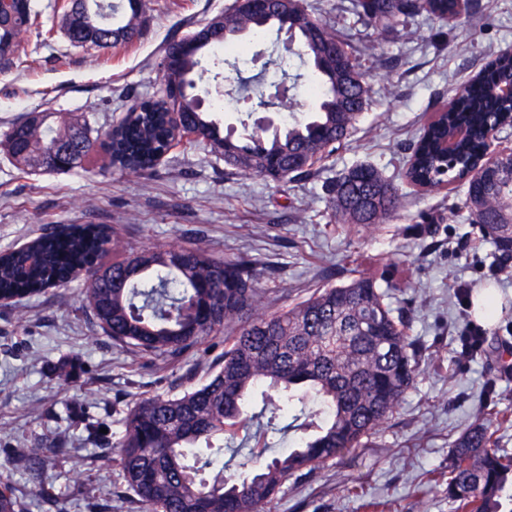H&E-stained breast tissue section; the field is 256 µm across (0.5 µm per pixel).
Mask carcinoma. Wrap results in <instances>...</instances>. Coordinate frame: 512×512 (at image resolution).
<instances>
[{
  "instance_id": "1",
  "label": "carcinoma",
  "mask_w": 512,
  "mask_h": 512,
  "mask_svg": "<svg viewBox=\"0 0 512 512\" xmlns=\"http://www.w3.org/2000/svg\"><path fill=\"white\" fill-rule=\"evenodd\" d=\"M352 11L376 30L397 28L421 12L441 19L459 16V0H351ZM142 0L104 6L100 0H71L59 10L61 28L77 46L108 49L140 34ZM271 5L261 23L237 8L214 16L196 33V52L167 62L181 41L169 42L161 62L162 98L142 100L117 124L100 132L86 112L40 113L0 134L8 160L22 171L54 172L55 149L72 147V168L82 167L100 146L121 168L141 173L169 152L171 139L187 133L191 143L240 174L273 181L310 176L349 139L371 94L360 62L336 30L313 18L304 0L299 44L311 65L309 84L317 99L302 117L288 113L268 134L224 132L222 108L200 107L201 60L209 49L242 54L240 32L260 34L281 25ZM0 44L19 45L38 12L34 0L20 8L5 3ZM336 46L323 72L321 50ZM512 78V56L499 54L470 82L447 113L422 129L404 172L416 187L462 181L469 219L482 225L502 264L512 258V152L500 154L475 176L489 125L512 124V100L496 91ZM468 130L448 166L443 145L457 127ZM338 224H379L400 206L398 188L371 165L349 169L330 187ZM120 240L103 224H61L21 249L0 254V301L45 292L86 272L87 308L103 334L121 347L164 361H178L222 330L224 353L208 367L207 379L178 393L142 398L119 421L115 443L127 491L146 512H260L288 479L336 459L373 435L415 384L419 347L407 334V317L393 306L394 283L360 274L348 283L324 285L308 298L276 312L266 310L262 272L247 256L214 257L194 243L130 251L111 264ZM292 417L300 435L288 441L276 420ZM264 452L247 468L224 475V449L261 418ZM499 426L478 419L455 441L448 459V501L456 512H503L512 484V460L495 450ZM28 482L43 483L52 464L43 447L19 448ZM0 512H23L10 486L0 487Z\"/></svg>"
}]
</instances>
